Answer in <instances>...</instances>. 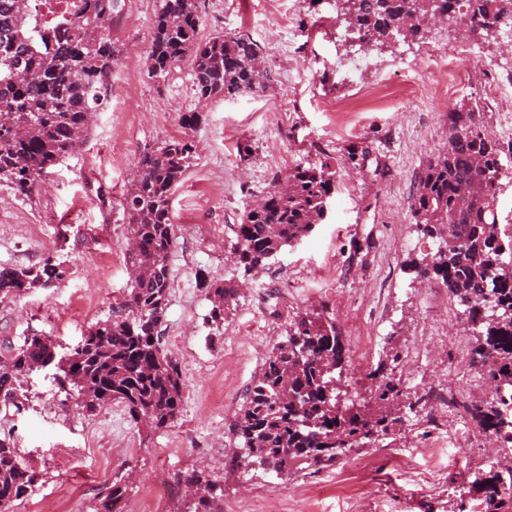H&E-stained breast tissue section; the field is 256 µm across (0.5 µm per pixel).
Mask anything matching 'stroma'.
<instances>
[{"label": "stroma", "mask_w": 512, "mask_h": 512, "mask_svg": "<svg viewBox=\"0 0 512 512\" xmlns=\"http://www.w3.org/2000/svg\"><path fill=\"white\" fill-rule=\"evenodd\" d=\"M159 0H121L112 16L119 49L112 102L94 115L85 143L23 196L0 185V266L61 265L64 276L0 301V358L27 336L51 337L66 352L107 319L131 284L125 260L124 196L136 161L170 138L190 135L197 154L171 199L173 243L169 296L160 326L177 359L183 406L161 428L133 421L120 403L82 412L57 391L52 369L32 375L21 408L0 403V438L10 437L41 470L36 489L12 512H92L113 473L131 471L125 512L156 501L159 512H184L180 475L202 471L224 490V512H459L472 508L454 488L462 474L512 464V453L488 459L449 442L428 420L414 389L397 399L404 422L395 444L414 448L400 459L361 448L329 468L276 473L229 469L231 432L244 392L272 349L301 316L336 324L354 377L348 396L370 400L367 374L399 354L401 370H418L443 389L459 390L451 319L463 307L447 288L418 274L439 241L412 213L418 178L448 149V114L478 108L497 143L512 144V112L481 93L484 81L512 84V43L481 40L479 62L460 60L471 87L450 93L432 76L433 56L448 50V26L369 51L370 65L350 79L339 0H251L240 23L229 0H199V36L244 35L260 47L266 92L198 98L188 62L168 75H147ZM200 121L184 130L181 118ZM356 160H349V153ZM332 158L336 191L324 219L301 240L255 270L234 257L236 230L255 201L283 185L297 166ZM241 289L226 308L224 333L209 337V286ZM377 332L385 341L363 347Z\"/></svg>", "instance_id": "obj_1"}]
</instances>
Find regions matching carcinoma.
I'll return each instance as SVG.
<instances>
[{
  "instance_id": "cac0c4a2",
  "label": "carcinoma",
  "mask_w": 512,
  "mask_h": 512,
  "mask_svg": "<svg viewBox=\"0 0 512 512\" xmlns=\"http://www.w3.org/2000/svg\"><path fill=\"white\" fill-rule=\"evenodd\" d=\"M20 0H0V183L24 195L32 192L80 143L91 118L106 101L119 49L112 42V12L119 0H83L78 12L60 15L66 32L48 50L36 14ZM347 25L379 47L395 38L422 34L431 10L445 13V0H351ZM468 30L487 36L512 20V0H458ZM198 0H161L153 23L147 75L163 77L184 59L191 61L198 98L225 99L265 91V69L251 64L260 56L250 38H198ZM448 151L432 160L419 178L411 205L417 223L441 240L443 249L420 274L440 280L463 306L466 321L480 333L470 351L474 365L487 371L512 396V233L500 227L492 179L504 151L486 133L474 108L450 113ZM195 154L189 135L172 137L137 161V180L124 198L129 227L128 261L132 285L112 315L91 327L67 355H59L49 336H27L0 360V401L16 404L31 374L49 366L66 394L77 392L78 407L89 413L114 401L133 420L163 427L181 411L183 379L178 363L163 346L160 324L168 304L167 259L172 246L171 196ZM336 191V169L323 160L297 166L285 185L267 193L236 231L237 263L250 271L283 247L308 235L327 213ZM51 262L34 268L0 266V299L61 279ZM238 286L218 284L211 293V322L224 323V311ZM345 346L336 325L306 315L265 361L247 388L233 431L240 440L232 467L258 466L278 472L327 468L357 451L371 437H387L403 423L396 414L400 389L386 365L368 374L374 408L356 404L341 389ZM505 400L469 410L485 430L507 425ZM131 473H117L101 492L95 512H123ZM40 472L19 449L0 439V512L28 496ZM512 480L491 470L465 475L459 497H480L483 512H506ZM193 491L189 512H223L218 483L192 471L183 477Z\"/></svg>"
}]
</instances>
